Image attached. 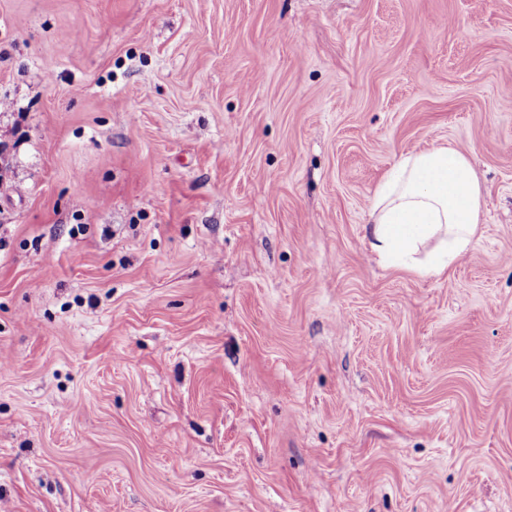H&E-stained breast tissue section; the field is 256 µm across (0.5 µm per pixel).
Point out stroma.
Returning <instances> with one entry per match:
<instances>
[{
    "label": "stroma",
    "mask_w": 512,
    "mask_h": 512,
    "mask_svg": "<svg viewBox=\"0 0 512 512\" xmlns=\"http://www.w3.org/2000/svg\"><path fill=\"white\" fill-rule=\"evenodd\" d=\"M0 183V512H512V0H0ZM481 198V181L462 150L437 145L402 154L373 194L365 238L388 266L442 276L473 248Z\"/></svg>",
    "instance_id": "35a3bbf8"
}]
</instances>
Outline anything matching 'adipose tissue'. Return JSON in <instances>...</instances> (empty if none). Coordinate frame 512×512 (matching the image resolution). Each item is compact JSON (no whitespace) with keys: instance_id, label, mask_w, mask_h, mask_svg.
I'll return each mask as SVG.
<instances>
[{"instance_id":"adipose-tissue-1","label":"adipose tissue","mask_w":512,"mask_h":512,"mask_svg":"<svg viewBox=\"0 0 512 512\" xmlns=\"http://www.w3.org/2000/svg\"><path fill=\"white\" fill-rule=\"evenodd\" d=\"M482 187L470 157L437 145L403 154L371 199L365 237L389 266L441 276L474 246Z\"/></svg>"}]
</instances>
